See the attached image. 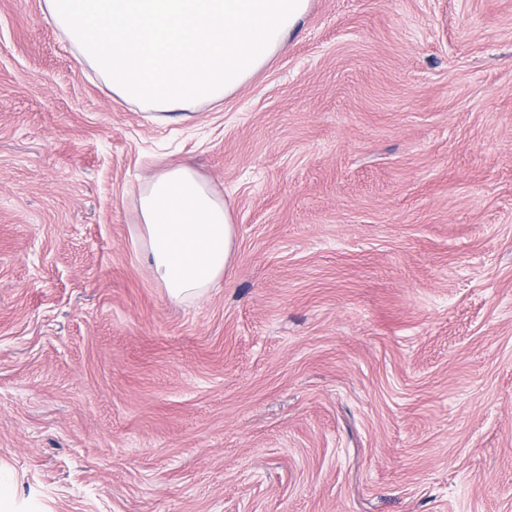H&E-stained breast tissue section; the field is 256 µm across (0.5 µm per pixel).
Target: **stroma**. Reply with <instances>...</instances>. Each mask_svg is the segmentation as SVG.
I'll return each instance as SVG.
<instances>
[{"label":"stroma","instance_id":"stroma-1","mask_svg":"<svg viewBox=\"0 0 512 512\" xmlns=\"http://www.w3.org/2000/svg\"><path fill=\"white\" fill-rule=\"evenodd\" d=\"M191 164L233 264L138 240ZM0 492L19 512H512V0H309L222 101L142 111L0 0ZM140 239L171 299L203 295L228 271L231 209L187 164L153 176L139 194Z\"/></svg>","mask_w":512,"mask_h":512}]
</instances>
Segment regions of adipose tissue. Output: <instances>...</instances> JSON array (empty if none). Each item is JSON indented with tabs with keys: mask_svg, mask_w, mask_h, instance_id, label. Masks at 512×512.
Wrapping results in <instances>:
<instances>
[{
	"mask_svg": "<svg viewBox=\"0 0 512 512\" xmlns=\"http://www.w3.org/2000/svg\"><path fill=\"white\" fill-rule=\"evenodd\" d=\"M144 241L171 299L203 295L231 265V209L187 164L153 176L139 194Z\"/></svg>",
	"mask_w": 512,
	"mask_h": 512,
	"instance_id": "obj_1",
	"label": "adipose tissue"
}]
</instances>
